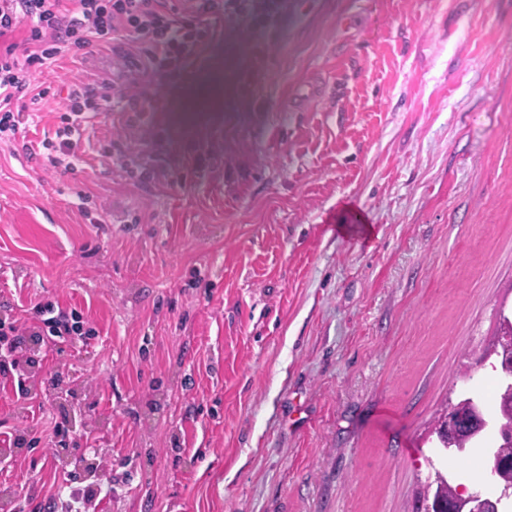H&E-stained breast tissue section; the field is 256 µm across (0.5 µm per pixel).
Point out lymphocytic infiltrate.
<instances>
[{
    "label": "lymphocytic infiltrate",
    "instance_id": "lymphocytic-infiltrate-1",
    "mask_svg": "<svg viewBox=\"0 0 512 512\" xmlns=\"http://www.w3.org/2000/svg\"><path fill=\"white\" fill-rule=\"evenodd\" d=\"M277 0H188L186 7L168 0H0V145L13 143L31 113L12 109V99H47L48 90L32 85L36 69L57 58L98 44L126 52L129 70L121 87L74 83L60 107V124L53 135L37 143L24 142L28 155L43 151L61 173L73 171L86 125L106 112H125L137 122L154 111L152 98L139 89L141 76L180 77L191 59L213 37V22L232 13L257 27H270ZM30 23L31 44L18 48L12 36L22 21ZM34 326L9 324L8 338L0 340V372L10 374L18 397H26L21 346L26 336L62 339L83 333L80 316L46 302L36 305Z\"/></svg>",
    "mask_w": 512,
    "mask_h": 512
}]
</instances>
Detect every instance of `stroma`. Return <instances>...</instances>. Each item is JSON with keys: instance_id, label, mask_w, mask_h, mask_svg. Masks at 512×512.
Segmentation results:
<instances>
[{"instance_id": "obj_1", "label": "stroma", "mask_w": 512, "mask_h": 512, "mask_svg": "<svg viewBox=\"0 0 512 512\" xmlns=\"http://www.w3.org/2000/svg\"><path fill=\"white\" fill-rule=\"evenodd\" d=\"M289 2L277 34L228 15L182 77L144 78L155 112L96 118L71 173L0 146V318L49 301L89 330L28 346L27 399L0 377V421L27 431L0 441V512H61L86 486L99 512H412L434 417L490 396L512 0ZM126 70L96 46L35 82ZM113 138L164 175L109 166ZM55 425L107 467L52 458Z\"/></svg>"}]
</instances>
